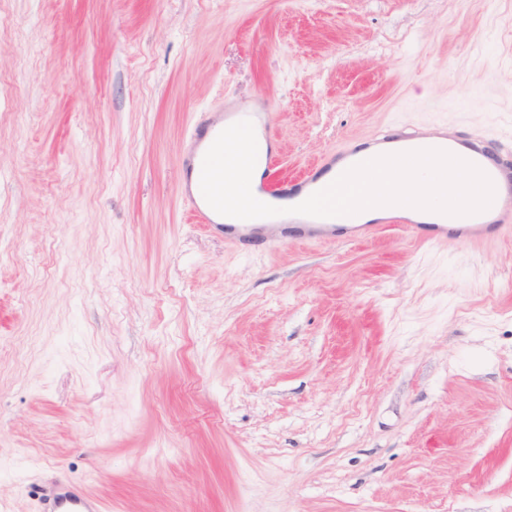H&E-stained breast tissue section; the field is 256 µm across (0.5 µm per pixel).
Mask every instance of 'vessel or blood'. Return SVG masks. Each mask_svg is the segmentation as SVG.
I'll return each instance as SVG.
<instances>
[{"label": "vessel or blood", "instance_id": "1", "mask_svg": "<svg viewBox=\"0 0 512 512\" xmlns=\"http://www.w3.org/2000/svg\"><path fill=\"white\" fill-rule=\"evenodd\" d=\"M224 128L223 114L198 122L190 131V145L179 160L182 194L189 212L196 223L211 224L216 218L215 210L206 202L200 189L202 162L205 153ZM421 130L411 127H391L383 133L384 139L399 142L402 151L422 149ZM439 149L456 152L465 148L466 158L478 166L491 179L495 195L491 206L484 212L471 215L466 224H439L435 233L441 237H467L485 228H494L503 233L512 232V166L502 162L497 143L491 138H477L456 143L449 138L439 142ZM288 222L297 230L300 238L311 239L322 234L324 226L334 230H346L350 219L346 216L320 219L292 215ZM47 512H99L96 501L70 487L57 486L44 497Z\"/></svg>", "mask_w": 512, "mask_h": 512}]
</instances>
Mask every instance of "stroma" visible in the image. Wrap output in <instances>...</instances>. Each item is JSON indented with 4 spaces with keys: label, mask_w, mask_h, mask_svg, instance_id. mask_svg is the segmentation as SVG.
Wrapping results in <instances>:
<instances>
[{
    "label": "stroma",
    "mask_w": 512,
    "mask_h": 512,
    "mask_svg": "<svg viewBox=\"0 0 512 512\" xmlns=\"http://www.w3.org/2000/svg\"><path fill=\"white\" fill-rule=\"evenodd\" d=\"M249 106L274 183L512 163V0H0V512H512V235L226 244L179 159ZM224 130V114L198 122L190 131V145L179 160L182 194L197 224H221L217 212L206 202L200 189L202 162L205 153ZM349 159V162L347 165H344L343 167L337 168L335 170V174L332 179L329 181H325L321 184H318L315 188H312L309 193L308 197L313 194L314 192L323 189L324 187L328 186L330 183H332L335 179H337L343 172H345L350 167L365 162L367 160H370L369 158H366L364 156L359 155V150L356 148H344L340 150H336V152L332 155H328L321 159L320 162V168L325 169H332L333 166H336L338 163L345 161ZM43 497L48 512H99L96 501L70 487L55 486Z\"/></svg>",
    "instance_id": "stroma-1"
}]
</instances>
